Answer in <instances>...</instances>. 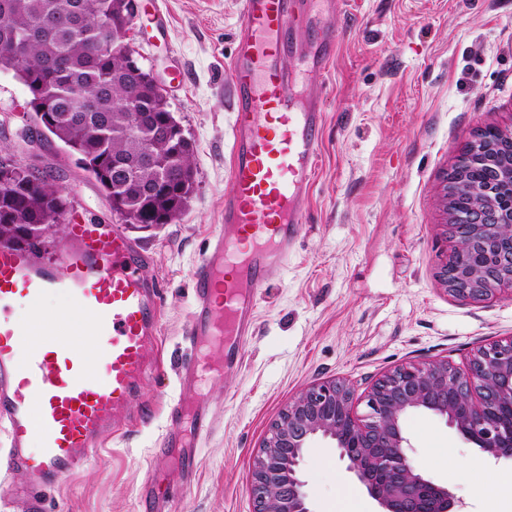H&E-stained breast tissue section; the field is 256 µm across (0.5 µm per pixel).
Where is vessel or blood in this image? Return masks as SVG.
Masks as SVG:
<instances>
[{
    "label": "vessel or blood",
    "mask_w": 512,
    "mask_h": 512,
    "mask_svg": "<svg viewBox=\"0 0 512 512\" xmlns=\"http://www.w3.org/2000/svg\"><path fill=\"white\" fill-rule=\"evenodd\" d=\"M319 0H240L227 64L232 109L230 187L208 255L191 273L190 358L179 373L165 444L190 448L212 429L203 382L238 367L239 338L255 320L254 299L306 221L324 122V101L290 99L298 78L326 82L340 42ZM304 24L319 54L304 75L288 71V29ZM58 265L30 250L0 246V495L43 512L46 490L96 455L117 432L153 368L161 301L142 274L144 255L115 225L68 218ZM50 293L69 295L98 344L86 353L65 318L40 315ZM32 313L19 325L11 312ZM20 472L21 485L6 479Z\"/></svg>",
    "instance_id": "obj_1"
}]
</instances>
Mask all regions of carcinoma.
<instances>
[{
	"mask_svg": "<svg viewBox=\"0 0 512 512\" xmlns=\"http://www.w3.org/2000/svg\"><path fill=\"white\" fill-rule=\"evenodd\" d=\"M130 31L133 18L124 0H0V70H13L33 93L45 91L42 102L55 110L56 137L90 173L107 198H116L124 210L144 224H156L162 216L173 222L185 212L194 194L196 170L194 144L181 133L170 136L130 132L128 112L112 107V100L133 96L160 126L174 118L169 105L153 97L141 75L126 68L123 49L98 46L100 27ZM97 103L92 112L73 121L76 106L73 89ZM149 151L155 166L116 182L112 156L131 163ZM162 180L150 196L142 187ZM70 207V201L47 171L22 168L9 153L0 155V237L9 244L16 224H50Z\"/></svg>",
	"mask_w": 512,
	"mask_h": 512,
	"instance_id": "obj_1",
	"label": "carcinoma"
}]
</instances>
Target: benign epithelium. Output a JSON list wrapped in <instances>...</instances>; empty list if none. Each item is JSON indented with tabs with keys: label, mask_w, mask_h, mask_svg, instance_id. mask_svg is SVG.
Masks as SVG:
<instances>
[{
	"label": "benign epithelium",
	"mask_w": 512,
	"mask_h": 512,
	"mask_svg": "<svg viewBox=\"0 0 512 512\" xmlns=\"http://www.w3.org/2000/svg\"><path fill=\"white\" fill-rule=\"evenodd\" d=\"M118 106L136 130L150 125L134 99ZM445 189L449 201L465 191L478 196L464 214L448 208L453 245L441 266L446 290L473 302L512 293V127L475 131ZM353 399L348 383L333 379L288 402L253 462L254 512H312L299 466L316 436L333 442L379 512H454L460 501L409 456L403 422L414 411L431 413L482 453L512 461V336L478 346L462 367L439 360L394 369L374 384L364 415Z\"/></svg>",
	"instance_id": "obj_1"
}]
</instances>
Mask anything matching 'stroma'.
Returning <instances> with one entry per match:
<instances>
[{
	"instance_id": "obj_1",
	"label": "stroma",
	"mask_w": 512,
	"mask_h": 512,
	"mask_svg": "<svg viewBox=\"0 0 512 512\" xmlns=\"http://www.w3.org/2000/svg\"><path fill=\"white\" fill-rule=\"evenodd\" d=\"M238 0H140L130 43L164 78L169 103L195 144L196 191L176 221L124 232L148 256L161 287L157 371L112 435L78 473L47 493V512H143L148 474L169 512H253L252 463L270 422L311 384L348 381L356 403L394 368L467 361L477 346L512 336V297L470 302L439 278L450 249L444 186L478 128L512 124V0H348L332 17L342 35L331 65L307 222L259 292L242 367L211 379V433L187 476L164 445L178 372L188 357L191 272L222 221L234 120L225 66L235 48ZM30 93L0 71V146L33 124ZM35 162L83 219L117 223L99 184L55 137ZM404 431L424 473L461 501L460 512H512V463L486 459L443 420L410 413ZM480 461L482 469L472 468ZM312 512H377L330 440L301 462Z\"/></svg>"
}]
</instances>
